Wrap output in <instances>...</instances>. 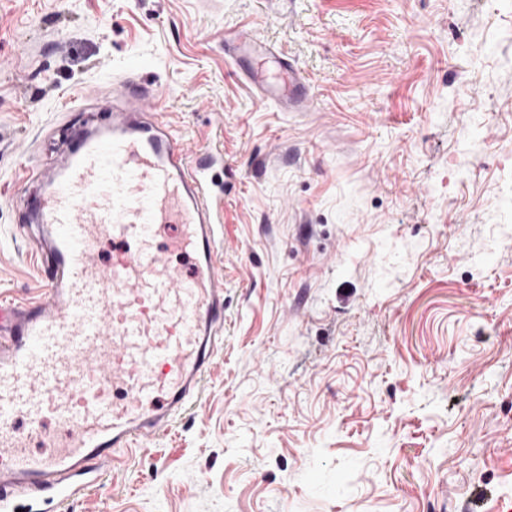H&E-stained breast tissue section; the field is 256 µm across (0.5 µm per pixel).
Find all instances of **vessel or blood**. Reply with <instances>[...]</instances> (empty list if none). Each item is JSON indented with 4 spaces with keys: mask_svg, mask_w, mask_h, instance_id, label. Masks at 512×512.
Here are the masks:
<instances>
[{
    "mask_svg": "<svg viewBox=\"0 0 512 512\" xmlns=\"http://www.w3.org/2000/svg\"><path fill=\"white\" fill-rule=\"evenodd\" d=\"M288 110L309 108L282 65ZM125 111L80 137L30 196L43 245L37 298L0 299V512H60L167 432L224 344V214L209 172L221 151L175 143L158 87L123 80ZM180 227L165 249L162 225ZM118 239L108 264L102 238ZM192 255L183 271L165 252Z\"/></svg>",
    "mask_w": 512,
    "mask_h": 512,
    "instance_id": "b4317fda",
    "label": "vessel or blood"
}]
</instances>
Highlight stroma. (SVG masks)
Listing matches in <instances>:
<instances>
[{"label":"stroma","mask_w":512,"mask_h":512,"mask_svg":"<svg viewBox=\"0 0 512 512\" xmlns=\"http://www.w3.org/2000/svg\"><path fill=\"white\" fill-rule=\"evenodd\" d=\"M128 77L224 154V346L64 512H512V0H0V294L39 285L15 169ZM233 51L236 52H250L257 49H262L265 52L272 53L265 46V42L261 40L252 28L244 27L238 30L235 39L232 42ZM283 80L288 86L286 93H273L270 92L261 75L251 72L253 82L261 89L263 97L269 101H273L279 105H284L289 111L304 112L309 109V97L305 90V83L303 78L300 77L298 70L288 61L283 62L282 65Z\"/></svg>","instance_id":"obj_1"}]
</instances>
